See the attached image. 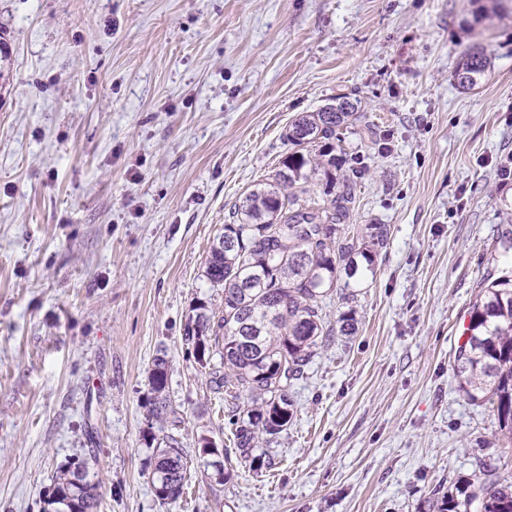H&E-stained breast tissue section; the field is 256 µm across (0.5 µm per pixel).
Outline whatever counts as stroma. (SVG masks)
<instances>
[{
	"label": "stroma",
	"instance_id": "1",
	"mask_svg": "<svg viewBox=\"0 0 512 512\" xmlns=\"http://www.w3.org/2000/svg\"><path fill=\"white\" fill-rule=\"evenodd\" d=\"M0 512H44L92 460L98 512H434L512 448L453 361L481 289L512 266V0H0ZM491 65L458 87L466 50ZM357 99L355 225L389 240L353 311L289 390L273 470L204 478L223 390L182 341L228 213L271 177L303 112ZM167 361L171 412L151 413ZM174 436L186 493L148 479ZM148 383L152 394H154L152 412L157 418H159L169 407V401L166 394V388L168 387V372L167 362L165 359L157 358L154 361L153 368L149 372Z\"/></svg>",
	"mask_w": 512,
	"mask_h": 512
}]
</instances>
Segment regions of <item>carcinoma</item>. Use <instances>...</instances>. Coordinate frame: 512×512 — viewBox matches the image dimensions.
Listing matches in <instances>:
<instances>
[{
	"instance_id": "obj_1",
	"label": "carcinoma",
	"mask_w": 512,
	"mask_h": 512,
	"mask_svg": "<svg viewBox=\"0 0 512 512\" xmlns=\"http://www.w3.org/2000/svg\"><path fill=\"white\" fill-rule=\"evenodd\" d=\"M488 60L484 47L466 53L455 70L458 85L475 87ZM354 114L355 105L341 96L297 116L287 134L297 150L233 205L230 223L210 249L205 273L212 287L224 289V305L215 310L197 302L183 341L228 397L232 448L224 449L220 483L231 479L234 460L255 471L273 467L258 438L287 430L293 419L288 389L332 335L324 313L328 292L341 279L347 291L357 276L374 272L376 251L387 244L385 224L366 225L361 237L344 232L358 171L338 179L335 170L346 162L343 143ZM318 180L325 190L316 198L311 185ZM466 331L455 353L458 391L471 402L491 403L500 432L512 443V276L483 290ZM214 346L221 347L218 366L212 363ZM148 383L159 418L169 407L165 359L154 361ZM151 466L155 493L175 485L176 496L182 495L187 465L177 440L154 449ZM97 488L86 463L71 462L57 476L49 504L55 512H95ZM439 512H512V482L489 463L478 484L444 494Z\"/></svg>"
}]
</instances>
